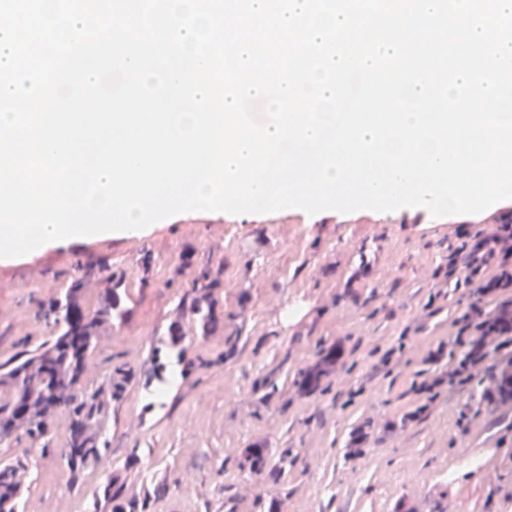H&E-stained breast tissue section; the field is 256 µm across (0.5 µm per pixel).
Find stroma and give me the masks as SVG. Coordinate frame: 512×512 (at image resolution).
<instances>
[{
	"mask_svg": "<svg viewBox=\"0 0 512 512\" xmlns=\"http://www.w3.org/2000/svg\"><path fill=\"white\" fill-rule=\"evenodd\" d=\"M497 216L432 217L425 208L308 215L288 208L267 214L187 212L146 235L73 242L30 254L24 281L0 262V365L50 337L37 316L62 279L106 262L126 289L125 319L105 330L85 372L101 384L110 367L135 377L108 410L110 468L71 478L65 460L32 447L20 472L22 512H90L93 491L108 475L132 494L152 492L151 512H336L342 500L361 512H512V467L480 482L475 462H459L460 433L485 430L512 450V419L482 395L498 365L488 357L468 385L418 391L455 365L459 317L495 312L463 274H449L460 245L458 225L483 232ZM151 256L150 271L141 261ZM216 273L220 321L209 331L179 317L201 269ZM181 321L192 373L150 395L142 373L151 347ZM238 350L225 357L228 337ZM343 358L308 393L298 372L320 347ZM276 392L259 401L260 378ZM367 435L350 448L355 430ZM262 445L271 461L283 449L299 456L280 481L240 468L242 452ZM137 460H130V452Z\"/></svg>",
	"mask_w": 512,
	"mask_h": 512,
	"instance_id": "35a3bbf8",
	"label": "stroma"
}]
</instances>
